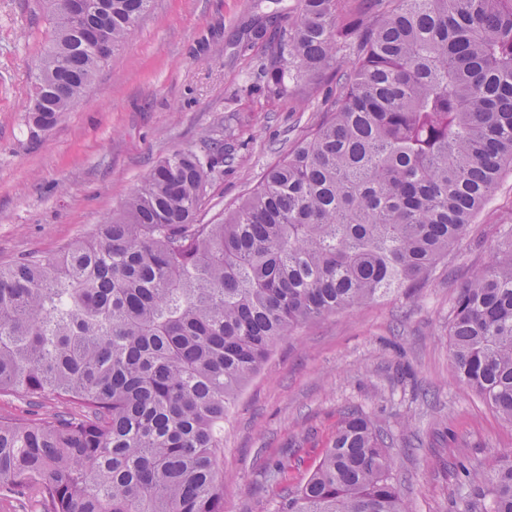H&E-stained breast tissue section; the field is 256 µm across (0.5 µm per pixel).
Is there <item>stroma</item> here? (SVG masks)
Returning a JSON list of instances; mask_svg holds the SVG:
<instances>
[{"instance_id":"35a3bbf8","label":"stroma","mask_w":512,"mask_h":512,"mask_svg":"<svg viewBox=\"0 0 512 512\" xmlns=\"http://www.w3.org/2000/svg\"><path fill=\"white\" fill-rule=\"evenodd\" d=\"M298 0H154L151 11L49 130L25 115L47 44L41 0H0V264L53 256L117 212L156 163L191 149L231 154L200 219L220 223L322 119L340 50L321 76L268 97V37ZM512 231V170L422 284L309 322L281 341L224 420V512H278L356 406L394 439L410 512H455L463 468L512 449V423L458 386L448 321L460 288Z\"/></svg>"}]
</instances>
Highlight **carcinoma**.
I'll use <instances>...</instances> for the list:
<instances>
[{"label":"carcinoma","instance_id":"obj_1","mask_svg":"<svg viewBox=\"0 0 512 512\" xmlns=\"http://www.w3.org/2000/svg\"><path fill=\"white\" fill-rule=\"evenodd\" d=\"M50 46L29 128L83 95L151 0H44ZM300 0L265 87L357 63L336 101L219 224L224 154L159 161L112 219L50 257L0 266V500L36 512H224V419L276 344L423 279L512 168V0ZM455 382L512 423V237L462 288ZM388 436L358 408L278 512H409ZM457 512H512V450L463 469Z\"/></svg>","mask_w":512,"mask_h":512}]
</instances>
